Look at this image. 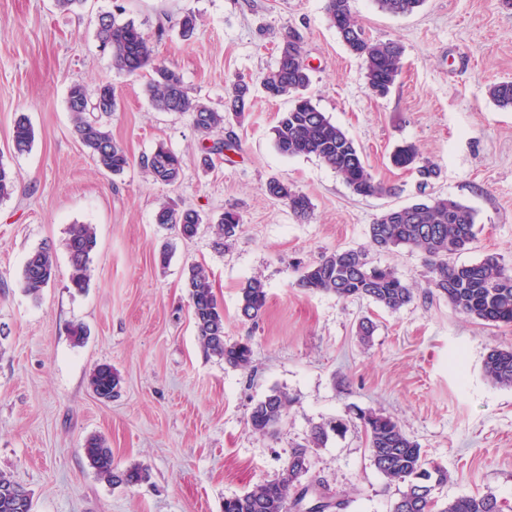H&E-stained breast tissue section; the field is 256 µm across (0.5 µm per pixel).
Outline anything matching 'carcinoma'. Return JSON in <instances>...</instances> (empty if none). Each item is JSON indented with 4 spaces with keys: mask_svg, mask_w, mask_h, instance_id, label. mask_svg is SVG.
Masks as SVG:
<instances>
[{
    "mask_svg": "<svg viewBox=\"0 0 512 512\" xmlns=\"http://www.w3.org/2000/svg\"><path fill=\"white\" fill-rule=\"evenodd\" d=\"M378 7L392 15H408L424 0H376ZM324 12L347 49L363 60L368 88L384 96L402 73L403 48L395 41H374L356 21L351 0H324ZM97 37L109 49L112 68L122 75L149 72L145 92L151 106L159 112L191 115L196 130L212 145L203 148L200 165L208 169L213 156L234 147L224 138V125L230 115L244 112L250 97V85L235 80L224 101V111L201 102L191 95L182 75L153 56L148 37L132 20L122 21L115 14L99 16ZM269 99L287 97L290 108L281 113L274 127V145L285 156H314L334 169L351 191L358 196H373L387 191L375 180L360 147L322 112L307 93L311 69L306 63L300 34L289 31L279 47L275 67L261 81ZM489 97L501 108H512V81H502L489 88ZM116 107V89L110 83L100 85L91 94L81 83H73L67 92V108L73 131L87 148L96 165L104 172L121 174L130 165L126 150L112 140L103 115ZM35 138L27 117H20L12 132V147L17 154L28 152ZM401 168L415 165L419 154L412 145L398 147L391 156ZM145 173L155 183L175 184L183 171V157L160 144L141 162ZM15 188L11 170L0 162V199L9 197ZM271 198L288 205L293 213L307 220L311 217L309 197L293 185L273 178L266 184ZM156 223L174 228L184 239L195 237L203 216L196 210L163 203ZM475 211L448 197L390 209L369 225L371 244L392 251L410 247L423 253L432 269V284L461 313L487 325H512V269L503 266L498 257L488 255L474 264L450 262L452 255L464 250L475 237ZM240 231V218L226 210L214 224L213 248L224 251ZM70 286L77 291L88 287L91 255L97 245L96 228L92 224H72L67 231ZM56 277V263L48 246L32 251L25 262L21 287L37 298ZM298 286L310 292H324L339 299H368L396 311L414 299V289L390 267L371 264L361 249L336 250L324 254L306 266ZM198 340L209 356L217 357L232 368H247L252 347L247 341L225 339L224 308L218 302L206 269L199 264L188 267L184 281ZM268 303L264 281L253 277L239 289L238 315L245 322H257ZM484 373L494 384L512 387V348H494L484 361ZM121 379L109 365H99L90 374L89 384L101 399H110L118 391ZM291 404L288 393L272 389L252 408L248 424L254 433L266 434L283 421ZM372 448L370 457L375 469L388 481L404 485L393 502L391 512H502L497 495L483 493L462 495L448 500L440 508L434 491L448 483V471L432 465L424 458L420 445L409 438L398 423L382 412L359 415ZM341 421L320 424L311 432L307 444L292 449L279 476L256 485L253 489L224 499L223 512H340L344 503L332 497L308 498L312 482H303L309 474L310 449L321 447L329 432L344 428ZM84 454L101 478L117 485H133L143 481L146 469L137 465L123 471L112 467V450L104 440L87 441ZM30 493L20 484L0 475V512H31Z\"/></svg>",
    "mask_w": 512,
    "mask_h": 512,
    "instance_id": "obj_1",
    "label": "carcinoma"
}]
</instances>
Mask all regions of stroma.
I'll list each match as a JSON object with an SVG mask.
<instances>
[{
    "instance_id": "obj_1",
    "label": "stroma",
    "mask_w": 512,
    "mask_h": 512,
    "mask_svg": "<svg viewBox=\"0 0 512 512\" xmlns=\"http://www.w3.org/2000/svg\"><path fill=\"white\" fill-rule=\"evenodd\" d=\"M351 5L371 39L404 49L402 76L386 96L368 89L362 59L329 25L323 0H87L76 14L54 0H0V161L17 177L0 199V473L31 492L32 512H222L226 498L275 479L292 447L329 420L347 430L312 449L310 477L347 501L345 512H390L398 486L370 461L355 422L362 411L390 415L428 462L447 469L440 503L491 490L512 512V387L483 370L492 348L512 346V326L460 313L431 285L421 252L381 251L368 235L389 209L448 196L477 214L476 238L453 262L495 254L512 267V109L488 95L492 84L512 81V10L501 0H425L394 16L375 0ZM103 12L133 20L157 61L210 106L223 108L235 79L251 83L250 106L225 126L237 147L211 170L199 165L205 139L190 115L154 110L147 75L115 73L96 37ZM189 12L197 31L186 40L179 21ZM290 30L303 38L310 94L358 144L386 193L355 195L317 158L276 150L273 128L289 101L266 98L261 80ZM74 82L115 86L118 108L106 124L132 159L122 174L99 171L74 135L66 104ZM22 114L35 139L18 155L11 136ZM160 144L186 159L172 186L140 166ZM407 144L435 165V177L425 182L392 164ZM273 178L309 197L310 220L267 195ZM164 201L214 220L235 210L241 231L221 253L209 226L181 239L155 222ZM72 224L97 229L80 292L69 283ZM166 243L173 253L162 266L156 257ZM44 245L57 272L35 299L21 277L29 253ZM343 249L393 268L413 287V302L390 311L298 287L302 267ZM194 263L210 274L227 340L249 341L248 368L203 351L184 287ZM254 276L268 304L253 325L237 308ZM365 318L375 325L366 345L356 336ZM76 324L86 331L79 344L70 334ZM102 364L122 379L109 401L88 383ZM274 388L293 403L274 432H252L249 414ZM93 436L111 448L115 469L138 464L146 479H101L83 451Z\"/></svg>"
}]
</instances>
